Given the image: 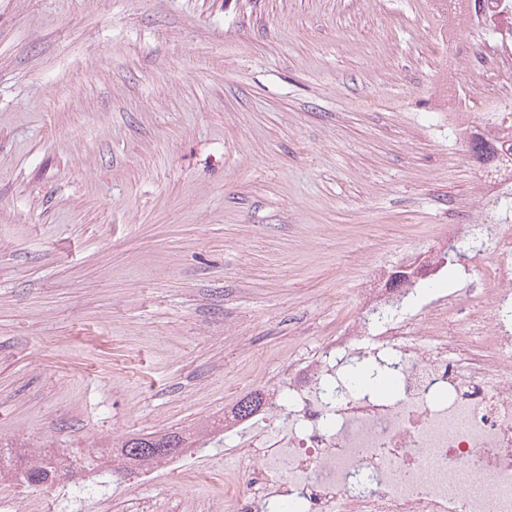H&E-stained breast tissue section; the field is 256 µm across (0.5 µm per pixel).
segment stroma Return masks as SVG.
<instances>
[{
  "label": "stroma",
  "mask_w": 512,
  "mask_h": 512,
  "mask_svg": "<svg viewBox=\"0 0 512 512\" xmlns=\"http://www.w3.org/2000/svg\"><path fill=\"white\" fill-rule=\"evenodd\" d=\"M437 0H0V438L179 432L66 512L224 494V415L309 361L388 264L487 206L448 97L488 29Z\"/></svg>",
  "instance_id": "35a3bbf8"
}]
</instances>
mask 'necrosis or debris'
Segmentation results:
<instances>
[{
  "label": "necrosis or debris",
  "mask_w": 512,
  "mask_h": 512,
  "mask_svg": "<svg viewBox=\"0 0 512 512\" xmlns=\"http://www.w3.org/2000/svg\"><path fill=\"white\" fill-rule=\"evenodd\" d=\"M451 15L492 26L499 78L512 81V0L452 5ZM448 125L495 140L498 158L483 185L512 200V100L499 97L493 124L476 126L448 101ZM461 248L473 278L463 296L415 306L416 285ZM386 276L356 321L317 356L285 368L267 396L287 432L265 431L224 471V497L198 512H512V218L459 224L433 250ZM369 348L397 383L383 396L350 379Z\"/></svg>",
  "instance_id": "necrosis-or-debris-1"
}]
</instances>
